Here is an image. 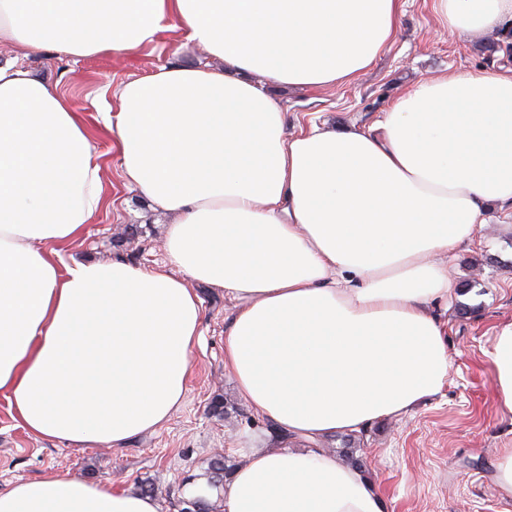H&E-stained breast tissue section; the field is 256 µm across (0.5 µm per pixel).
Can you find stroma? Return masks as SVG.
I'll return each instance as SVG.
<instances>
[{"label":"stroma","mask_w":512,"mask_h":512,"mask_svg":"<svg viewBox=\"0 0 512 512\" xmlns=\"http://www.w3.org/2000/svg\"><path fill=\"white\" fill-rule=\"evenodd\" d=\"M20 57L33 74L58 86L78 111L101 154L103 210L83 241L69 245L75 257L124 258L137 265L163 262L169 214L150 211L121 174L117 152L94 120L100 102L118 106L122 82L176 60L207 62L206 50L173 32L134 52L73 59L53 52L23 54L0 41V63ZM489 68L512 69V26L462 38L445 26L437 0H405L396 39L356 78L309 90H288L267 78L287 111L286 131L295 134L318 121L336 128L368 127L415 82L439 74ZM473 242L448 256V270L461 290L450 308L435 311L447 323L452 355L444 389L408 415L372 425L352 438L323 441L336 456L353 453L379 486L386 512H499L493 463L512 448V422L502 419L494 401L487 351L496 325L512 321V210L490 207ZM203 322L201 345L192 358L187 392L180 408L154 432L125 447L74 448L31 437L0 398V487L16 478L48 472L139 490L151 484L161 512H179L217 455L237 460L241 439L273 448L277 434L236 391L224 371V329L231 306L223 290L199 286ZM224 416L211 417L215 396Z\"/></svg>","instance_id":"obj_1"}]
</instances>
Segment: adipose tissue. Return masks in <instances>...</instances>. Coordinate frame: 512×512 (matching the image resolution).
I'll use <instances>...</instances> for the list:
<instances>
[{"instance_id": "adipose-tissue-1", "label": "adipose tissue", "mask_w": 512, "mask_h": 512, "mask_svg": "<svg viewBox=\"0 0 512 512\" xmlns=\"http://www.w3.org/2000/svg\"><path fill=\"white\" fill-rule=\"evenodd\" d=\"M464 36L512 0H438ZM400 0H0V40L74 58L167 31L203 46L123 83L102 114L122 176L174 215L165 264L78 260L103 206L85 120L22 63H0V395L28 434L120 448L181 406L200 343L196 291L234 311L224 369L290 445L239 448L223 512H385L364 471L317 441L409 413L452 366L435 304L442 259L484 209L512 207V70L425 79L376 124L285 134L291 89L350 80L394 39ZM487 358L512 419V321ZM0 512H160L147 495L46 473L0 489Z\"/></svg>"}]
</instances>
